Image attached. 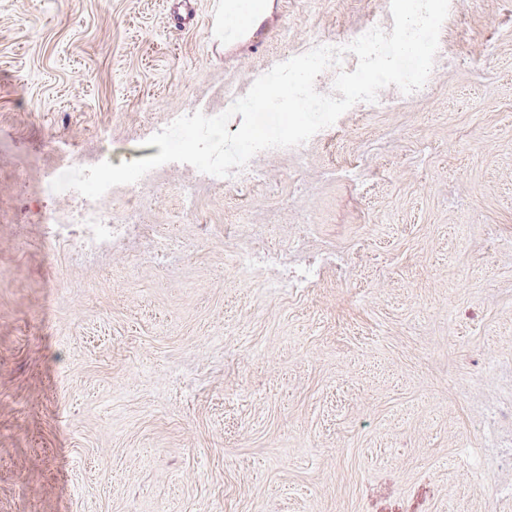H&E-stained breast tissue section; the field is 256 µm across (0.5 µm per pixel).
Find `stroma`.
Listing matches in <instances>:
<instances>
[{
  "label": "stroma",
  "mask_w": 512,
  "mask_h": 512,
  "mask_svg": "<svg viewBox=\"0 0 512 512\" xmlns=\"http://www.w3.org/2000/svg\"><path fill=\"white\" fill-rule=\"evenodd\" d=\"M223 5L0 0V512H512V0H450L428 94L383 88L262 183L157 171L175 258L75 259L20 206L47 139L149 157L172 113L392 19L285 0L228 59ZM242 221L344 266L242 277Z\"/></svg>",
  "instance_id": "1"
}]
</instances>
